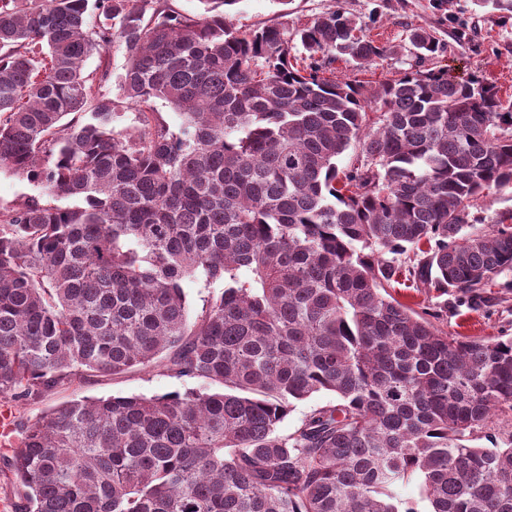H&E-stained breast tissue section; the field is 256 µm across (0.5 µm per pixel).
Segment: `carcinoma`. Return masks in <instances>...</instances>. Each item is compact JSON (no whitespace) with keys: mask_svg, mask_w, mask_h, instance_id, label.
<instances>
[{"mask_svg":"<svg viewBox=\"0 0 512 512\" xmlns=\"http://www.w3.org/2000/svg\"><path fill=\"white\" fill-rule=\"evenodd\" d=\"M203 2L0 0V169L40 190L0 208V397L165 352L223 387L22 422L12 512H420L397 492L413 478L425 512H512V430L484 435L512 413V337H450L389 293L409 250V280L442 295L512 269V227L467 231L471 201L512 182V99L418 64L339 81L336 60L392 53L355 17L241 32L239 0ZM198 273L223 289L192 321ZM321 392L336 403L279 432ZM336 398L329 392H321L312 397L295 402L292 410L288 413L283 422L280 423L279 429L282 433H292L296 428L300 427L306 416L313 409L327 405L329 402L335 403Z\"/></svg>","mask_w":512,"mask_h":512,"instance_id":"1","label":"carcinoma"}]
</instances>
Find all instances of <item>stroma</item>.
I'll return each mask as SVG.
<instances>
[{
	"label": "stroma",
	"instance_id": "35a3bbf8",
	"mask_svg": "<svg viewBox=\"0 0 512 512\" xmlns=\"http://www.w3.org/2000/svg\"><path fill=\"white\" fill-rule=\"evenodd\" d=\"M332 5L371 21L373 38L393 49L392 54L358 69L336 61L337 78L355 79L369 87L398 78L412 62L409 31L421 27L432 30L445 44L444 53L424 61V68L445 69L456 79H475L494 87L500 97H512V18L481 10L476 0H448L443 11L434 8L433 0H291L288 22L293 27L304 26ZM280 9L277 0H238L230 14L235 27L247 31L276 22ZM510 215L512 184L493 188L474 199L468 222L474 230L486 231ZM392 294L448 335L512 337V270L500 273L481 299L472 302L459 299L453 291L443 299L436 292L403 285L396 286ZM204 387L202 381L175 376L156 365L139 366L121 375L91 376L83 383L58 387L40 400L0 398V410L21 421L83 397H150Z\"/></svg>",
	"mask_w": 512,
	"mask_h": 512
}]
</instances>
